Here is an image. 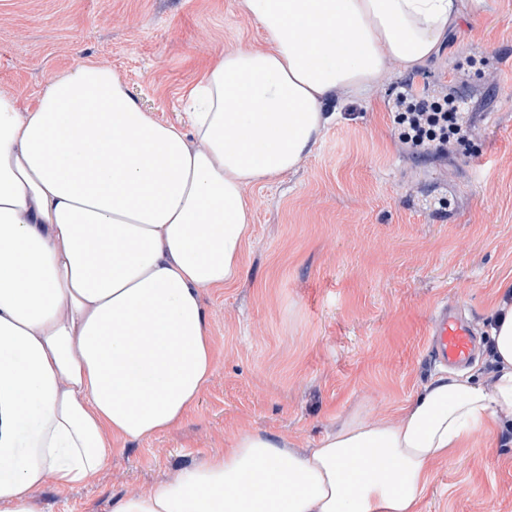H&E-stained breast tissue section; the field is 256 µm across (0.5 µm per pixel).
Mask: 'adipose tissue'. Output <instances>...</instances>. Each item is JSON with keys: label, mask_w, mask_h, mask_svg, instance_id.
<instances>
[{"label": "adipose tissue", "mask_w": 512, "mask_h": 512, "mask_svg": "<svg viewBox=\"0 0 512 512\" xmlns=\"http://www.w3.org/2000/svg\"><path fill=\"white\" fill-rule=\"evenodd\" d=\"M488 0H241L261 51H225L155 120L111 69L53 77L34 109L0 94V512L46 478L91 482L117 441L196 404L215 362L205 288L242 274L249 186L311 153L338 92L371 96ZM491 384L429 380L395 420L354 413L316 447L244 432L112 512H420L432 466L512 429V300L491 313Z\"/></svg>", "instance_id": "adipose-tissue-1"}]
</instances>
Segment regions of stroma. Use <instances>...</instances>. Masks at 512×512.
<instances>
[{
  "instance_id": "1",
  "label": "stroma",
  "mask_w": 512,
  "mask_h": 512,
  "mask_svg": "<svg viewBox=\"0 0 512 512\" xmlns=\"http://www.w3.org/2000/svg\"><path fill=\"white\" fill-rule=\"evenodd\" d=\"M264 45L240 0H0V92L33 108L53 76L92 60L175 123L224 49ZM407 81L421 98H464L473 137L408 152L391 114ZM341 100L295 171L247 190L243 273L201 292L215 364L197 403L173 429L119 443L92 483L46 479L38 512H111L242 432L304 451L353 413L398 418L438 371L427 336L439 305L474 324V362L486 359L512 280V0H489L425 66H390L370 98ZM422 512H512V441L479 433L436 463Z\"/></svg>"
}]
</instances>
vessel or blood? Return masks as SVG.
<instances>
[{"label":"vessel or blood","mask_w":512,"mask_h":512,"mask_svg":"<svg viewBox=\"0 0 512 512\" xmlns=\"http://www.w3.org/2000/svg\"><path fill=\"white\" fill-rule=\"evenodd\" d=\"M431 353L444 365L467 363L476 350V338L471 327L448 309L438 310L429 325Z\"/></svg>","instance_id":"b4317fda"}]
</instances>
